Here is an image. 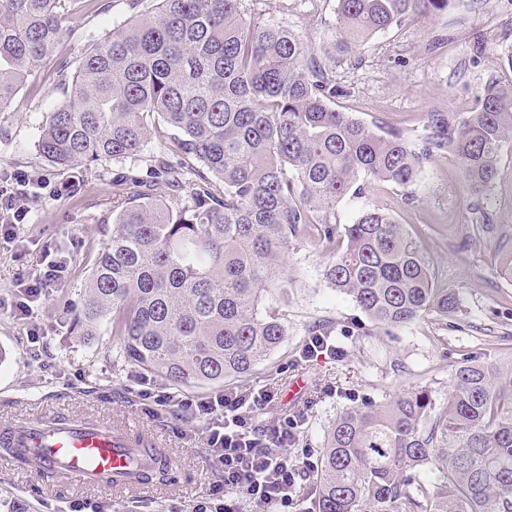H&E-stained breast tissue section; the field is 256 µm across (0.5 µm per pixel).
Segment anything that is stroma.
Listing matches in <instances>:
<instances>
[{
    "mask_svg": "<svg viewBox=\"0 0 512 512\" xmlns=\"http://www.w3.org/2000/svg\"><path fill=\"white\" fill-rule=\"evenodd\" d=\"M128 0H96L89 12L62 21L61 48L79 62L91 44L128 20ZM337 0H245L248 16L288 27L326 65L337 85V109L367 125L391 126L411 134L431 112H467L473 92L488 76L512 79L503 56L512 50V0H451L447 11L377 34L351 55L332 51L328 29ZM54 61L40 65L18 91L10 111L0 114V172L44 178L48 189L30 200L19 240L0 242V298L34 271L44 250L69 264L67 280L51 288L33 320L0 310V424L52 412L72 419H108L155 435L173 463L165 482L144 490L114 491L57 477L37 478L0 463V504L20 501L28 512H68L77 501L97 502L105 512H189L210 497L222 478L201 445L187 442L173 412L150 416L138 396V370L118 360L111 325L86 340L71 334L65 299H77L94 260V247L112 224V177L122 165L110 162L93 172L62 171L45 164L35 144L50 112L66 95L53 76ZM63 193H54L58 184ZM415 202L388 184H368L364 194L346 197L336 208L338 224L355 222L378 207L413 227L426 247L441 287L456 293L458 314L435 316L383 331L368 326L348 297L322 278L325 257L318 245L303 244L290 256L296 269L293 295L284 308L288 337L249 377L277 398L262 410L260 424L300 416L295 447L312 471L329 424L364 400L382 401L411 385L425 386L437 399L448 396L451 376L466 359H504L512 352V279L496 264V242L473 239L471 206L456 162L441 154L427 162L413 187ZM492 223L512 226V158L484 202ZM330 320L345 350L342 360L302 359L309 327ZM42 331L32 340V327Z\"/></svg>",
    "mask_w": 512,
    "mask_h": 512,
    "instance_id": "35a3bbf8",
    "label": "stroma"
}]
</instances>
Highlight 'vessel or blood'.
<instances>
[{
	"label": "vessel or blood",
	"mask_w": 512,
	"mask_h": 512,
	"mask_svg": "<svg viewBox=\"0 0 512 512\" xmlns=\"http://www.w3.org/2000/svg\"><path fill=\"white\" fill-rule=\"evenodd\" d=\"M0 460L23 462L37 475L110 488L136 483L139 474L163 462L110 424L62 415L0 428Z\"/></svg>",
	"instance_id": "1"
}]
</instances>
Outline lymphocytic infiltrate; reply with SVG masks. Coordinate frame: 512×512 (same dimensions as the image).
<instances>
[{
	"label": "lymphocytic infiltrate",
	"mask_w": 512,
	"mask_h": 512,
	"mask_svg": "<svg viewBox=\"0 0 512 512\" xmlns=\"http://www.w3.org/2000/svg\"><path fill=\"white\" fill-rule=\"evenodd\" d=\"M28 213L22 197L12 183L0 179V237H16ZM68 275L65 262H42L37 273L17 290L14 301L6 307L17 319L30 318L42 305L51 286ZM146 413L156 408H175L178 416L193 421L190 431L224 476L222 495L196 502L192 512H241L245 503L259 512L274 506L295 503L296 478L300 461L292 452L298 418H286L262 426L255 413L274 402L267 386L222 390L207 396H184L175 392L142 390Z\"/></svg>",
	"instance_id": "1"
}]
</instances>
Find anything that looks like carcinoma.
I'll return each mask as SVG.
<instances>
[{
    "label": "carcinoma",
    "instance_id": "obj_1",
    "mask_svg": "<svg viewBox=\"0 0 512 512\" xmlns=\"http://www.w3.org/2000/svg\"><path fill=\"white\" fill-rule=\"evenodd\" d=\"M451 0H338L330 39L342 54L376 34L436 16ZM84 0H0V112L48 58L67 99L36 152L60 170L136 161L113 181L112 235L98 249L79 339L107 321L118 355L175 389L252 375L285 341L307 240L324 280L390 330L456 312L430 258L379 207L353 224L336 205L363 183L407 189L438 154L483 197L512 153V81L476 88L471 112H430L420 133L368 126L334 107L346 94L290 30L247 17L242 0H129L136 15L76 67L57 55L64 12ZM173 192L158 198L157 186ZM498 263L512 275V233ZM432 464L440 480L419 475ZM308 512H512V362L465 360L448 398L415 386L341 412L324 434Z\"/></svg>",
    "mask_w": 512,
    "mask_h": 512
}]
</instances>
